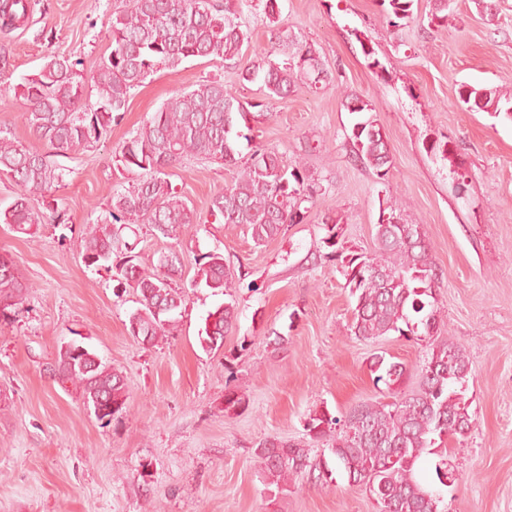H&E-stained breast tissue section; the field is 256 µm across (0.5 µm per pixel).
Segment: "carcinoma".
<instances>
[{
  "instance_id": "cac0c4a2",
  "label": "carcinoma",
  "mask_w": 512,
  "mask_h": 512,
  "mask_svg": "<svg viewBox=\"0 0 512 512\" xmlns=\"http://www.w3.org/2000/svg\"><path fill=\"white\" fill-rule=\"evenodd\" d=\"M414 0H380L388 24L413 17ZM452 0H434L429 24L448 22ZM29 0H0V30L11 31L24 22ZM105 38L110 52L96 71L86 74L66 56L52 55L34 74L13 86L24 101V124L55 155L23 145L6 125H0V173L9 176L18 192L10 207L0 213V223L14 232L35 237L43 224H65L67 218L51 194L61 187L68 169L56 157H66L97 143L119 124L133 91L155 72H176L188 61L203 58L232 61L251 44L233 0H110ZM294 51L281 63L271 51L253 47L255 61L240 72V81L260 83L266 99H285L298 83L317 86V72L324 70L320 54L310 45L292 44ZM483 100L482 111L500 115L512 110V94L463 82L456 100L470 104ZM350 112L360 115L354 124V153L383 180L392 166L388 143L371 105L356 95ZM249 108L235 91L219 81H205L167 99L135 134L115 150L116 165L136 175L112 190L106 214L86 225L83 259L87 266L116 268L117 287L138 293V307L129 315V333L153 343L174 335L183 292L171 286L180 263L177 252L161 253L150 271L136 263L127 237L149 224L163 237L176 239L182 226L194 223L193 214L168 180L167 169L185 158L218 162L232 170L230 183L211 199V211L224 223L242 226L254 244L261 246L307 218L313 195L309 176L300 163L290 165L273 149L253 150L243 164L241 140H250ZM43 199V209L33 205ZM405 203L386 198L380 213L388 222L376 224V249L371 255H344L343 227L326 213L320 228L326 257L341 262L339 272L353 299L350 334L359 340H376L397 334L422 341L427 356L416 369L417 385L405 392L406 364L386 353H374L368 367L376 385H383L390 403L364 402L345 416L328 409L314 410L304 419V430L318 442L329 436V449L313 452L297 444L270 438L258 443L256 455L278 491L297 489L303 481L327 485L335 476L369 493L376 512H447L442 488L455 480L448 467L445 441L465 439L475 426L467 396L472 368L461 346L443 336L446 324L437 297L439 275L423 225L403 218ZM194 285H202L230 300L208 312L212 328H204L201 344L221 347L224 336L237 321L230 268L219 250L196 261ZM29 285L18 275L12 258L0 253V319L21 303ZM78 353L58 351L55 372L82 392L89 406L108 409L107 421L126 412L128 395L121 372L102 364L86 346ZM227 377L224 413L244 404ZM436 455L435 482L419 475L424 460Z\"/></svg>"
}]
</instances>
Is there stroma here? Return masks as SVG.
I'll return each instance as SVG.
<instances>
[{
	"instance_id": "obj_1",
	"label": "stroma",
	"mask_w": 512,
	"mask_h": 512,
	"mask_svg": "<svg viewBox=\"0 0 512 512\" xmlns=\"http://www.w3.org/2000/svg\"><path fill=\"white\" fill-rule=\"evenodd\" d=\"M30 2L27 23L0 32L12 86L51 55L93 72L108 52V0ZM493 4L489 22L475 0H454L447 26L436 27L427 20L433 0H415L412 20L396 28L380 0H280L273 22L262 6L243 7L254 46L270 47L288 31L311 44L328 71L326 85H298L250 121L252 145L304 163L313 205L284 237L258 246L210 213L228 169L193 158L171 167L170 181L196 221L175 239L144 224L135 239L142 266L171 248L181 259L175 283L185 304L166 341L129 334L137 294L115 293L110 272L85 265L83 230L127 176L114 149L176 91L217 80L242 102L263 100L258 85L239 81L251 50L231 63L198 59L158 71L134 90L123 120L64 161L69 173L55 197L69 223L43 225L33 238L0 223V253L31 286L0 320V512H375L367 494L342 478L271 495L255 448L267 438L311 445L303 424L313 410L338 416L381 399L368 369L372 353L411 369L423 362L424 344L395 334L350 336L352 300L321 242L319 223L332 212L347 247L372 252L391 194L406 201L408 222L424 227L449 335L472 367L476 425L450 445L457 480L444 491L448 512H512V119L456 102L463 82L512 92V0ZM12 86L0 91V124L47 151L21 121L23 101ZM350 94L372 104L386 135L393 157L386 179L355 157ZM213 249L234 271L238 322L222 347L206 350L199 336L223 299L193 279L197 258ZM275 331L282 345L269 343ZM71 341L122 372L129 404L121 418L99 421L80 389L57 379V352ZM230 374L245 404L228 415Z\"/></svg>"
}]
</instances>
